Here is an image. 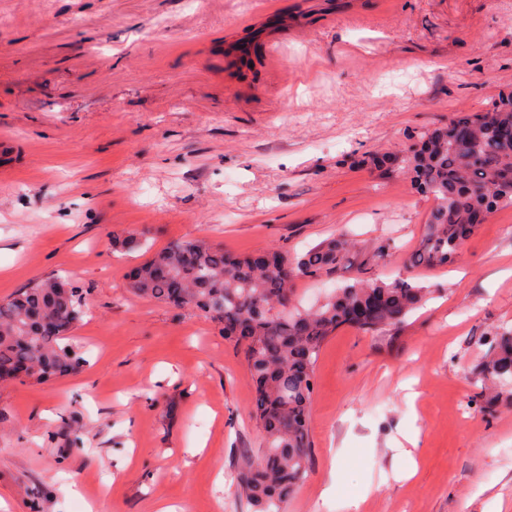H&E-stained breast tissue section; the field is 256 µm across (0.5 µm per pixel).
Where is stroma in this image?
Returning a JSON list of instances; mask_svg holds the SVG:
<instances>
[{
    "label": "stroma",
    "instance_id": "obj_1",
    "mask_svg": "<svg viewBox=\"0 0 512 512\" xmlns=\"http://www.w3.org/2000/svg\"><path fill=\"white\" fill-rule=\"evenodd\" d=\"M508 89L512 0H0V300L55 275L86 302L78 374L0 379V512H246L247 367L132 269L180 239L295 255L345 232L349 267L297 301L393 279L433 202L365 156ZM128 233L143 249L113 251ZM415 278L401 327L322 348L284 512H512V401L470 383L512 327V208Z\"/></svg>",
    "mask_w": 512,
    "mask_h": 512
}]
</instances>
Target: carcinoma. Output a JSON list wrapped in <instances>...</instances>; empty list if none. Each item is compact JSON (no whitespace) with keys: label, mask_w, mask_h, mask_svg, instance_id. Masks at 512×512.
<instances>
[{"label":"carcinoma","mask_w":512,"mask_h":512,"mask_svg":"<svg viewBox=\"0 0 512 512\" xmlns=\"http://www.w3.org/2000/svg\"><path fill=\"white\" fill-rule=\"evenodd\" d=\"M512 89L480 112L458 116L446 127L409 135L401 155L374 154L378 169H394L434 200L409 267L448 265L475 231L478 211L512 207ZM352 244L330 238L300 256L280 250L237 255L203 239L172 242L134 268L136 295L203 312L242 355L255 395L252 416L264 446L259 461L243 453L238 495L253 512H283L310 464L308 429L320 352L344 327L378 335L404 324L426 291L407 276L389 281L357 277L324 303L290 309L291 283L341 272ZM85 314L82 292L69 280L49 277L0 301V377L27 364L34 381L81 371L83 353L72 331ZM473 383L512 396V331L489 341Z\"/></svg>","instance_id":"obj_1"}]
</instances>
